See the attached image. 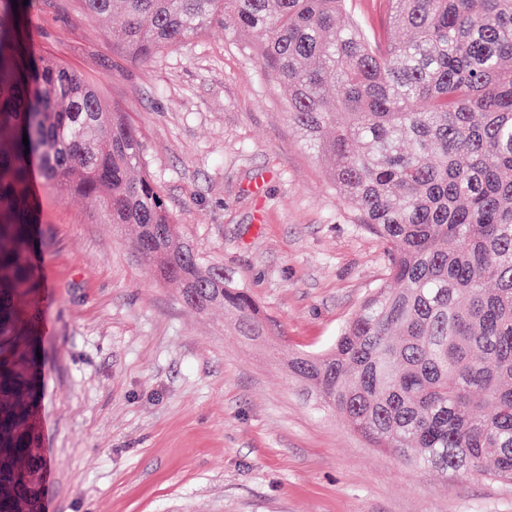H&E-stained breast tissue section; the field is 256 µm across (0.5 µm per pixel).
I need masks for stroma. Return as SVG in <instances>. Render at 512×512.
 Listing matches in <instances>:
<instances>
[{"label": "stroma", "instance_id": "obj_1", "mask_svg": "<svg viewBox=\"0 0 512 512\" xmlns=\"http://www.w3.org/2000/svg\"><path fill=\"white\" fill-rule=\"evenodd\" d=\"M111 28L33 0L23 39L121 102L179 234L272 333L249 340L185 305L124 229L36 179L41 512H512V486L410 467L289 372L386 282L387 245L303 147L251 35L216 27L139 64Z\"/></svg>", "mask_w": 512, "mask_h": 512}]
</instances>
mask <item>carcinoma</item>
Instances as JSON below:
<instances>
[{
	"instance_id": "carcinoma-1",
	"label": "carcinoma",
	"mask_w": 512,
	"mask_h": 512,
	"mask_svg": "<svg viewBox=\"0 0 512 512\" xmlns=\"http://www.w3.org/2000/svg\"><path fill=\"white\" fill-rule=\"evenodd\" d=\"M392 39L350 0H75L148 62L222 25L285 92L339 199L388 245L334 344L289 370L373 447L418 469L512 485V0H386ZM0 0V512L40 507L41 287L34 169L132 229L130 246L183 302L268 334L247 290L176 233L117 101L16 39ZM28 143H23V138Z\"/></svg>"
}]
</instances>
